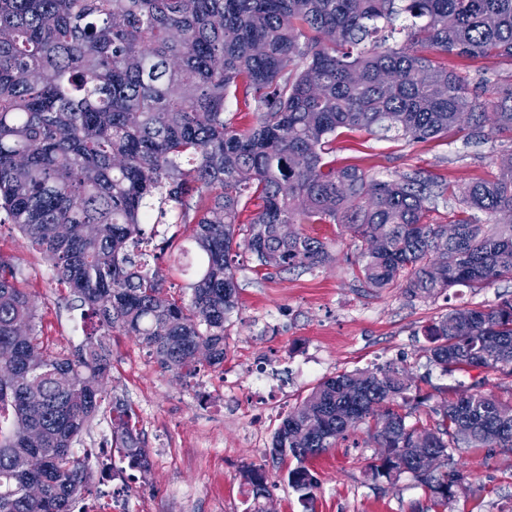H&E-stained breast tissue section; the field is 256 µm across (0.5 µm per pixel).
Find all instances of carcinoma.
I'll return each instance as SVG.
<instances>
[{
	"label": "carcinoma",
	"mask_w": 512,
	"mask_h": 512,
	"mask_svg": "<svg viewBox=\"0 0 512 512\" xmlns=\"http://www.w3.org/2000/svg\"><path fill=\"white\" fill-rule=\"evenodd\" d=\"M406 21L409 45L374 40ZM512 59V0H0V215L42 253L103 335L137 336L160 365L192 375L200 345L212 365L228 353L237 304L233 252L279 272L330 262L326 242L281 224H337L361 240L368 288L412 297L512 278V152L496 172L453 188L421 171L388 178L325 162L338 131L423 142L467 124L481 138L512 136V85L480 89L440 56ZM255 121L225 117L228 98ZM459 212L427 221L445 194ZM256 210L240 225L242 203ZM196 224L189 300L163 294L143 225L171 213ZM488 217L482 221L476 213ZM0 254V512H75L91 456L73 442L104 400L110 358L102 338L53 354L35 332L36 304ZM443 374L488 369L512 376V298L456 309L425 329ZM405 371L388 362L319 383L282 420L267 454L289 457L288 486L304 505L318 483L305 466L373 420L383 448L374 475L408 473L445 508L462 476L440 472L463 445L512 451V405L480 386L413 417ZM112 448L145 473L133 409L112 402ZM416 448L433 449L426 465ZM269 479L243 480L253 512ZM42 489L38 500L24 494Z\"/></svg>",
	"instance_id": "cac0c4a2"
}]
</instances>
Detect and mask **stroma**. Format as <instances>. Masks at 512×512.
I'll return each mask as SVG.
<instances>
[{
  "mask_svg": "<svg viewBox=\"0 0 512 512\" xmlns=\"http://www.w3.org/2000/svg\"><path fill=\"white\" fill-rule=\"evenodd\" d=\"M447 63L474 86L486 79L512 81L508 58L451 57ZM510 149L512 139L481 141L465 129L425 142L345 130L330 158L371 177L419 170L462 186L487 177L493 159ZM193 229V223L177 218L153 229L150 248L158 257L164 291L177 299L191 294V275L177 248L191 246ZM304 230L329 243V264L311 272H278L239 252L238 308L229 321V353L222 365L204 364L197 374H179L162 369L137 337L105 338L111 368L103 388L109 401L120 399L135 411L151 461L148 473L135 479L126 461L113 456V474L131 484L116 500L115 512H247L243 469L262 463L264 448L289 411L321 381L343 372L396 361L405 367L413 393L426 396L420 409L425 419L479 381L512 405V377L486 369L441 374L428 360L425 336L427 326L458 307H490L512 298V280L427 298L410 297L401 288L375 291L361 282L357 239L334 224H308ZM0 254L11 258L19 288L37 303L38 339L44 347L67 353L94 333V323L69 287L14 225L0 224ZM109 401L74 442L76 452L110 447ZM380 457L372 430L363 424L310 460L319 483L314 512H422L429 507L428 492L410 475L393 485L374 477ZM295 465L289 459L270 467L273 482L262 501L266 512H305L287 485V471ZM451 466L469 485L457 491L446 512H512V453L462 448Z\"/></svg>",
  "mask_w": 512,
  "mask_h": 512,
  "instance_id": "obj_1",
  "label": "stroma"
}]
</instances>
